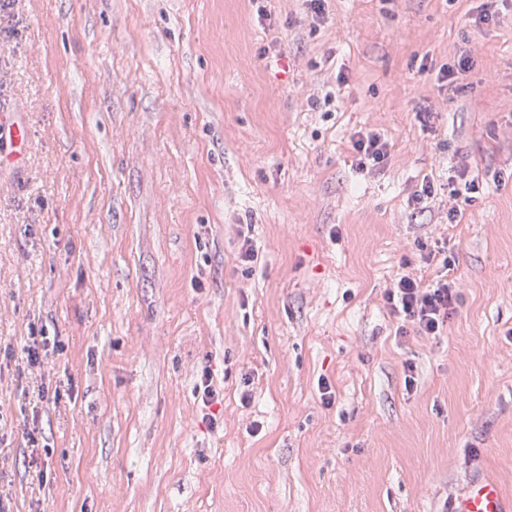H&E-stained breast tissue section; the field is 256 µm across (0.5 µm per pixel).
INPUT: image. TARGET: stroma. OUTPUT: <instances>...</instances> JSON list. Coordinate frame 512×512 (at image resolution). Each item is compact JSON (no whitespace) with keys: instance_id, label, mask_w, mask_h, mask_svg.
Masks as SVG:
<instances>
[{"instance_id":"obj_1","label":"stroma","mask_w":512,"mask_h":512,"mask_svg":"<svg viewBox=\"0 0 512 512\" xmlns=\"http://www.w3.org/2000/svg\"><path fill=\"white\" fill-rule=\"evenodd\" d=\"M481 2L0 11V109L29 130L0 169L10 512H450L475 479L512 498V10L477 28ZM363 128L392 145L370 171ZM423 246L461 300L443 335L400 336L383 294ZM34 336L62 345L40 374ZM354 163L360 170H369L382 164L390 155V144L376 129H360L352 139ZM458 180H455L453 176L448 179V198L453 200V206L448 210V220L449 223H453L457 220L458 216L461 212V205H459V200L463 196V200L460 201L461 204H467L472 201L473 196L470 194H474L479 189V181L476 180L475 177L468 179L467 170H460L457 176Z\"/></svg>"}]
</instances>
